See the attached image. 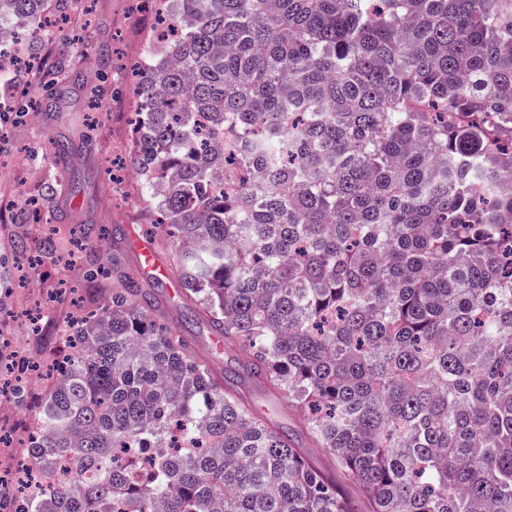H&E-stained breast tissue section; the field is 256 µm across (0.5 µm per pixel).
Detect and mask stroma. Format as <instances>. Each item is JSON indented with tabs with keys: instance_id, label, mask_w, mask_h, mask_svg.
<instances>
[{
	"instance_id": "35a3bbf8",
	"label": "stroma",
	"mask_w": 512,
	"mask_h": 512,
	"mask_svg": "<svg viewBox=\"0 0 512 512\" xmlns=\"http://www.w3.org/2000/svg\"><path fill=\"white\" fill-rule=\"evenodd\" d=\"M62 21L65 28L54 39L26 49L39 65L36 74L0 66V124L7 127L6 137L0 139V347L27 367L20 376V392L0 391V430L15 439L13 448L0 450L5 457L27 444L29 423L46 391L35 367L57 348L59 327L96 308L107 293L104 282H86L80 255H71L65 263L44 259L45 238L69 241L74 224H115L127 235L148 232L139 220L141 191L135 183L113 178L112 168L129 161L136 110L133 72L152 53L151 32L158 14L139 0H71ZM103 51L112 55L107 73L112 91L100 108H91L81 85L63 83L57 116L11 121L17 86L50 88L57 59H65L72 71L84 72ZM82 134L91 135V146L72 155L67 165L54 164L51 141ZM66 172L82 178L76 198L52 204L44 210L43 222L22 223L29 204L42 202ZM145 285L167 309L171 325L192 340L217 372L226 374L236 393L297 437L319 467L341 479L336 460L310 441L298 414L276 392L244 375L237 354L197 320L194 305L179 286L164 278L147 279Z\"/></svg>"
}]
</instances>
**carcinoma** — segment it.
I'll return each instance as SVG.
<instances>
[{"instance_id":"1","label":"carcinoma","mask_w":512,"mask_h":512,"mask_svg":"<svg viewBox=\"0 0 512 512\" xmlns=\"http://www.w3.org/2000/svg\"><path fill=\"white\" fill-rule=\"evenodd\" d=\"M45 2L0 0V45ZM162 5L130 167L185 296L367 512H512V0ZM75 232L112 296L69 327L23 512H359L172 331L112 228Z\"/></svg>"}]
</instances>
